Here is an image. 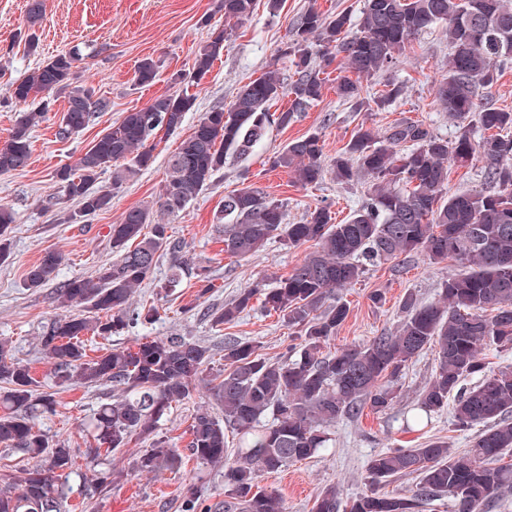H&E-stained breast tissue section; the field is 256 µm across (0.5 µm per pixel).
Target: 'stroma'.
Returning <instances> with one entry per match:
<instances>
[{
	"instance_id": "obj_1",
	"label": "stroma",
	"mask_w": 512,
	"mask_h": 512,
	"mask_svg": "<svg viewBox=\"0 0 512 512\" xmlns=\"http://www.w3.org/2000/svg\"><path fill=\"white\" fill-rule=\"evenodd\" d=\"M363 4L364 0H279L273 9L269 0H257L251 16L228 22L218 9V0H44L43 17L36 27L40 48L33 55L18 39L19 31L27 26V0H0V145L9 139L20 117L10 100L12 83L72 46L97 48V56L78 63L77 80L111 103L86 129L62 140L56 131L64 104L56 102L32 134L29 165L0 176V203L15 212L9 229L11 256L0 263V339L9 341L15 356L29 366L40 390L53 393L56 400L54 412L38 415L36 424L50 439L75 450L77 473L68 482L67 512H224L223 467L200 464L187 451L195 411L213 406L214 401L205 384H196L189 398L172 404L154 435L133 436L126 448L112 452L101 466H87L84 452L89 422L101 404L111 402L114 389L108 383L60 385L39 341L44 326L60 312L55 288L27 287V269L48 250L64 256L57 276L61 282L91 276L101 264L115 260L111 226L119 223L128 208L155 204L168 176V156L193 132L204 113L228 107L240 88L270 69L292 76L284 50L292 40L296 20L308 8L328 15L343 11L355 22ZM221 28L228 31L224 54L202 82H194L197 51L213 30ZM448 53L441 26L425 29L396 65L362 78L361 96L366 104L358 109L336 92L334 78L343 67L342 58L325 62L324 48L311 43L314 64H325L330 75L322 97L288 127L272 128L248 157H226L209 189L169 221V233L180 245V254L162 256L151 281L132 299L131 311L153 305L156 316L106 339L84 336L87 356L93 358L112 348L134 350L145 339L167 336H183L210 346L212 358L206 368L210 375L224 367V340L229 336L258 344L273 362L293 356L302 338L282 313L266 307L263 292L288 275L310 247H290L273 239L244 259L225 253L216 230L225 194L246 186L260 188L283 203L291 224L302 223L309 211L320 206L329 208L334 221L349 219L364 197V181L340 185L328 176L304 187L284 169L272 167L273 154L316 131L322 137L323 155L330 160L359 130L381 135L401 120L425 123L438 136L454 138L458 124L440 109L433 91L435 79L446 72ZM147 58L157 62L158 75L152 84L142 86L136 83L135 72ZM393 82L403 85V95L390 106L377 108V97ZM180 91L195 96L193 109L176 132L161 131L150 139L153 165L125 181L110 209L78 224L64 221L76 208L73 202L43 209L42 201L53 192L58 169L74 165L125 112L142 108L157 96ZM178 258L187 260L190 270L178 287L170 289L165 282ZM199 267L209 274V290H202L194 274ZM457 269L455 262L432 264L420 253L367 267L358 281L337 293L347 303L349 314L330 340L328 351L358 347L394 332L404 317L405 297L411 294L424 303L437 301L444 281ZM256 282L263 292L238 320L221 325L210 320L209 310L222 308L241 288ZM435 367L434 349L425 350L399 377L400 395L390 410H367L360 418L338 420L330 430L329 448L314 458L263 475L262 487L279 493L287 512H311L324 487H338L348 498L366 491V463L387 449L416 448L434 438L447 440L449 448L457 452L469 448L476 432L456 430L451 409L432 414L424 427L406 422L415 414L418 394ZM159 439L181 453V468L149 475L139 472L135 459Z\"/></svg>"
}]
</instances>
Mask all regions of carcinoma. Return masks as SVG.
<instances>
[{"instance_id": "cac0c4a2", "label": "carcinoma", "mask_w": 512, "mask_h": 512, "mask_svg": "<svg viewBox=\"0 0 512 512\" xmlns=\"http://www.w3.org/2000/svg\"><path fill=\"white\" fill-rule=\"evenodd\" d=\"M254 0H221L224 21L252 14ZM344 13L326 17L314 8L294 25L290 46L294 80L276 69L264 72L239 91L226 109L207 113L194 132L168 159V177L160 196L163 216H177L209 188L230 153L248 157L270 127H286L296 115L322 97L325 70L312 63L309 42L323 44L328 59L340 55L347 74L337 93L357 107L360 79L393 64L421 31L443 25L450 46L448 71L435 82L440 108L457 121L452 141L418 121H401L387 131L383 143L370 130H360L344 152L324 164L320 133L288 143L273 156L272 167L288 170L303 187L330 174L348 185L363 177L369 190L344 223L317 207L301 224H288L282 204L257 188L224 195V252L246 258L272 239L290 247L314 246L287 276L265 293V304L299 326L303 342L293 359L272 362L250 341H224L222 379L208 380L224 418L209 408L197 409L188 448L203 464L224 466V512H286L283 498L259 487V479L290 464L310 459L329 444L328 429L343 418H355L370 407L390 409L397 399L400 373L420 353L436 348L434 374L418 395L415 420L442 411L453 400L455 426L481 427L470 448L455 452L448 442L429 440L419 448H390L366 465L370 484L414 475L409 495L387 496L372 488L343 500L335 486L323 489L312 512H419L436 497L453 502L454 512H494L500 494L512 489V367L491 370L484 351L512 349V111L482 100L479 90L494 83L512 64V4L509 0H365L358 30L348 35ZM224 31L212 33L200 46L193 67L202 79L224 52ZM80 51L61 53L42 62L12 84L11 99L23 111L10 139L0 146V174L21 170L31 159V135L49 112L50 97L66 99L58 135L82 132L95 114L110 107L106 98L74 81ZM157 63L145 59L135 80L144 85L157 76ZM290 97L287 109L271 111L274 102ZM34 109H29L30 105ZM195 97L160 95L122 119L80 154L75 166L57 171L62 197L80 209L64 221L112 207L126 176L149 168L154 157L147 146L160 130L175 132ZM486 136L471 138L470 122ZM485 161L488 187L450 194L448 163H466L475 155ZM112 183L101 184L112 166ZM15 222L12 209L0 204V262L10 256L7 230ZM117 258L95 275L74 277L57 289L63 309L81 307L94 314H61L40 336V345L57 377L70 385L111 383L117 394L100 405L90 424L95 444L85 457L98 464L102 454L125 447L135 434L155 432L167 409L190 396L211 360L209 347L181 337L141 343L136 350L112 349L86 358L81 337L107 338L138 322L128 316L130 300L149 280L163 252L171 249L168 225L154 220L148 206L126 210L111 228ZM420 252L435 264L451 259L460 270L448 275L441 299L423 304L413 295L403 302L405 316L392 334L366 344L327 352L330 339L348 315L340 299L325 305L332 292L358 281L366 266ZM63 256L47 250L29 267L30 288L53 281ZM259 285L240 290L224 307L211 312L216 324L230 323L250 307ZM478 381L467 386L473 377ZM0 445L38 460L0 487V512H65L66 486L76 473L75 454L36 427L35 415L53 411L48 393H35L36 380L0 342ZM268 422H263L265 416ZM238 435L228 448L224 425ZM182 457L165 442L138 456L136 468L154 473L176 469Z\"/></svg>"}]
</instances>
